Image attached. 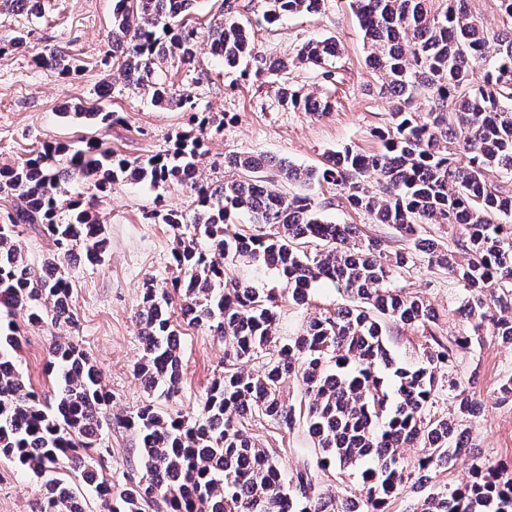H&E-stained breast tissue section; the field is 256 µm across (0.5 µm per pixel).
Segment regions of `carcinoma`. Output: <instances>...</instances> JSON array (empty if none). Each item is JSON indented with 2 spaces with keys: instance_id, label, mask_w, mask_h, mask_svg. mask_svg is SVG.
<instances>
[{
  "instance_id": "obj_1",
  "label": "carcinoma",
  "mask_w": 512,
  "mask_h": 512,
  "mask_svg": "<svg viewBox=\"0 0 512 512\" xmlns=\"http://www.w3.org/2000/svg\"><path fill=\"white\" fill-rule=\"evenodd\" d=\"M323 0H265L263 19L317 11ZM349 0L383 79L378 93L395 102L388 126L375 132L382 149L346 148L329 153L319 167L301 168L270 156L233 154L224 165L240 172L213 185L200 172L205 142L224 120L197 117V134L179 135L173 147L146 160L119 157L101 141L79 146L44 142L13 166L0 168V196L13 208L0 222V311L25 313L40 323L49 316L74 322L68 261L78 253L99 262L107 253L104 227L82 202L67 219L58 212L62 178L77 176L104 192L112 183L176 184L195 195L193 214L169 210L163 223L177 231L172 252L178 275L170 287L144 283L136 312L144 355L134 367L148 389L176 393L181 387L180 328L199 327L224 341V371L208 387L197 414L166 417L154 404L125 418L139 439L143 474L123 481L95 467L108 449L98 447L101 417L111 395L96 364L80 345L56 342L50 366L60 368L55 405L27 390L17 367V329L0 331V459L42 479L41 512H69L76 493L59 469H78L106 512H387L396 499L403 512H512V471L470 454V480L435 487L432 473L466 451L467 436L455 420L430 413L437 394L448 391L456 416L474 418L481 402L451 378L456 354L488 336L512 344V0H498L503 29L491 32L474 17L467 0ZM197 0H115L112 44L105 55L128 85L151 91L156 106L194 108L191 95L161 80L157 68L173 58L195 59L197 29L186 22ZM224 21L208 32L210 53L228 68L250 59L257 79L285 68L255 51L240 21L238 0H222ZM341 53L334 40L309 41L298 59L324 70ZM34 62L61 77L76 65L52 48ZM279 103L318 117L333 104L301 96L281 85ZM426 96L427 109L413 103ZM92 124L121 121L100 107L64 111ZM304 185H333L340 199L380 224H390L406 247L392 250L363 234L357 224H331L323 205L308 195L287 197L270 178ZM377 177L380 191L365 185ZM247 213L249 233L226 234L224 224ZM42 224L53 250L37 276L14 243L15 228ZM423 224H446L455 233L450 250L419 236ZM277 273L279 290L259 289L231 275L239 262ZM425 262L457 279L465 291L458 313L468 330L440 331L434 310L397 283ZM330 283L359 300L310 316L300 334L278 336L279 310L289 300L310 301L313 288ZM180 297L181 322L172 320V295ZM420 329L422 360L399 366L391 353L389 325ZM258 363L256 369L249 365ZM297 379L291 401L284 380ZM268 423L287 432L304 423L319 451L315 464L282 472L275 448L259 446L252 427ZM422 449L415 462L403 449ZM358 471L362 487L350 497L321 493L319 472Z\"/></svg>"
}]
</instances>
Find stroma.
<instances>
[{"label":"stroma","mask_w":512,"mask_h":512,"mask_svg":"<svg viewBox=\"0 0 512 512\" xmlns=\"http://www.w3.org/2000/svg\"><path fill=\"white\" fill-rule=\"evenodd\" d=\"M112 4L113 0H43L37 18L0 8V40L19 34L26 37L22 47L0 58V167L21 161L44 142L75 144L89 139L107 143L126 158L143 160L172 147L176 135L192 131L191 113L174 105H153L147 90L131 88L120 71L101 65L112 32ZM263 11V0H252L241 20L250 28L259 54L287 62L286 71L276 80L258 81L242 76L240 69H225L223 62L210 54L204 34L198 39L193 65L164 66V79L175 89L187 91L197 111L224 117L223 133L209 139L208 153L202 159L204 180L218 184L231 177V170L222 164L228 153L264 154L308 167L321 165L327 152L350 146L366 152L380 150L374 132L389 124L392 105L374 92L380 74L366 64L369 49L348 0H324L318 11L271 25L264 22ZM330 37L343 52L333 79L328 80L321 69L298 63L296 56L305 42ZM49 47L72 56L79 68L77 75L62 78L37 67L34 55ZM283 82L302 94L329 99L334 104L332 112L317 117L283 108L276 94ZM104 86L109 95L103 104L122 115V123L105 130L62 118L64 106L98 99ZM306 190L325 202L328 221L362 225L367 235L394 248L402 246L391 225L336 204L334 187L315 185ZM73 200L93 201V211L109 239L102 262L93 264L81 255L67 268L75 323L31 324L23 315L11 319L3 313L0 322L11 319L17 324L18 368L26 385L47 401H54L56 395V378L47 371L52 342L77 343L97 362L112 394L100 431L101 445L109 450L102 468L105 476L120 480L137 468L139 457L138 439L121 424V416L146 401L172 417L196 412L210 382L224 370V344L207 330L183 328L185 376L181 390L172 396L146 389L133 374L134 364L144 353L135 318L143 284L151 278L162 286L176 274L174 230L147 221L144 215L156 209L190 210L192 192L176 185L162 189L120 181L92 198L77 181L62 183L60 208H68ZM403 284L434 308L448 335L464 329L457 313L463 290L456 280L422 265L406 273ZM347 302L333 286L319 285L309 304L283 305L280 334L297 335L315 311ZM457 359L458 377L482 404L480 415L463 423L469 448L492 464L512 465V400L501 401L498 391L502 380L512 377V346L489 339L459 351ZM253 434L260 446L279 450L284 470H294L315 458L304 426L282 432L257 425ZM39 485L34 475L0 461V512H39Z\"/></svg>","instance_id":"obj_1"}]
</instances>
